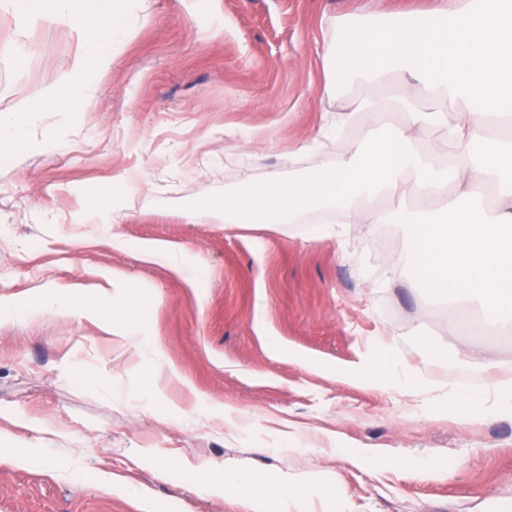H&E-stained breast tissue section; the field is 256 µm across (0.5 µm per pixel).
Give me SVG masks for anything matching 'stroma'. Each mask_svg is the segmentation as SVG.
I'll return each instance as SVG.
<instances>
[{"label":"stroma","instance_id":"35a3bbf8","mask_svg":"<svg viewBox=\"0 0 512 512\" xmlns=\"http://www.w3.org/2000/svg\"><path fill=\"white\" fill-rule=\"evenodd\" d=\"M448 0H149L142 26L88 78L91 106L45 109L32 149L0 172V300L26 309L55 283L92 292L118 273L97 318L43 312L0 327V512H282V476L307 474V512H500L512 505V407L449 392L512 381V334L467 331L417 283L410 227L394 260L362 250L371 227L215 224L201 211L241 190L248 134L270 147L254 183L303 174L288 153L321 123L319 52L330 17H398ZM0 35V111L63 74L69 29L45 24L18 54ZM56 144L43 148L47 137ZM142 165L150 181L74 242L66 216ZM158 242L204 272L190 283L145 260ZM130 319L161 354L109 334ZM411 366L417 393L371 379ZM27 457L17 465L16 455ZM236 470L246 490L210 494ZM110 474L111 487L99 482Z\"/></svg>","mask_w":512,"mask_h":512}]
</instances>
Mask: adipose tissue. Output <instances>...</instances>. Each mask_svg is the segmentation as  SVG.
<instances>
[{
	"label": "adipose tissue",
	"mask_w": 512,
	"mask_h": 512,
	"mask_svg": "<svg viewBox=\"0 0 512 512\" xmlns=\"http://www.w3.org/2000/svg\"><path fill=\"white\" fill-rule=\"evenodd\" d=\"M445 12L420 11L389 22L334 20L323 59V97L339 101L293 159L336 143V156L288 181L273 180L225 196L209 214L220 224H294L318 212L344 224L413 227L425 287L481 298L484 313L512 329V0H453ZM71 27L78 42L70 68L53 85L23 97L14 121H0V169L27 151L22 129L50 104L71 112L92 90L82 77L112 62V44L142 21L122 0H0V25L34 30L46 21ZM401 124L353 144L345 130L376 97ZM412 181V209L382 213L381 195Z\"/></svg>",
	"instance_id": "adipose-tissue-1"
}]
</instances>
